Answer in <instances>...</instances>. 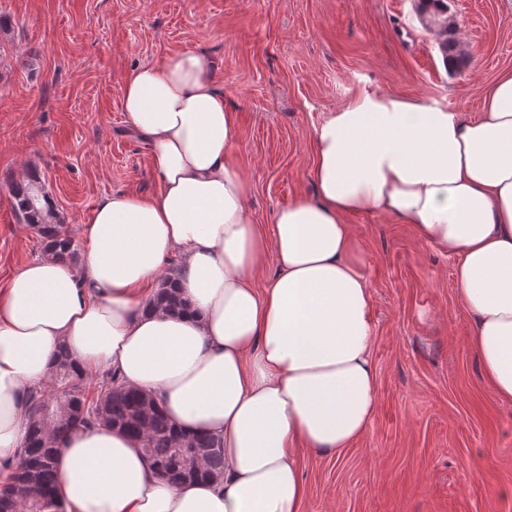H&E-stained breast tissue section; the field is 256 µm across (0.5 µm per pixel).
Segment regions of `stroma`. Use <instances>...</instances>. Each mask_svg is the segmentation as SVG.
Wrapping results in <instances>:
<instances>
[{"label": "stroma", "mask_w": 512, "mask_h": 512, "mask_svg": "<svg viewBox=\"0 0 512 512\" xmlns=\"http://www.w3.org/2000/svg\"><path fill=\"white\" fill-rule=\"evenodd\" d=\"M465 53L446 66L414 0H0V289L44 253L13 182L38 174L64 231L113 193L155 191L147 143L122 110L125 77L197 50L236 116L234 158L257 223L316 192L314 133L330 112L386 93L477 116L512 68V0H447ZM372 291L379 407L335 456L303 450L302 512H512V401L492 397L469 346L453 259L413 225L354 214Z\"/></svg>", "instance_id": "35a3bbf8"}]
</instances>
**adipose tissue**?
<instances>
[{
	"mask_svg": "<svg viewBox=\"0 0 512 512\" xmlns=\"http://www.w3.org/2000/svg\"><path fill=\"white\" fill-rule=\"evenodd\" d=\"M214 71L187 51L131 72L122 109L150 146L158 191L106 195L78 263L48 252L0 289V461L17 458L27 397L52 386L63 348L219 439L224 478L173 485L117 430L79 426L57 453L66 512H301L299 448L337 454L378 409L356 213L414 225L455 258L469 344L494 397L512 401V70L469 120L384 93L340 106L315 130L316 196L269 227L247 207ZM270 255L276 270L256 284ZM173 264L180 313L150 305Z\"/></svg>",
	"mask_w": 512,
	"mask_h": 512,
	"instance_id": "ef3b65f1",
	"label": "adipose tissue"
}]
</instances>
